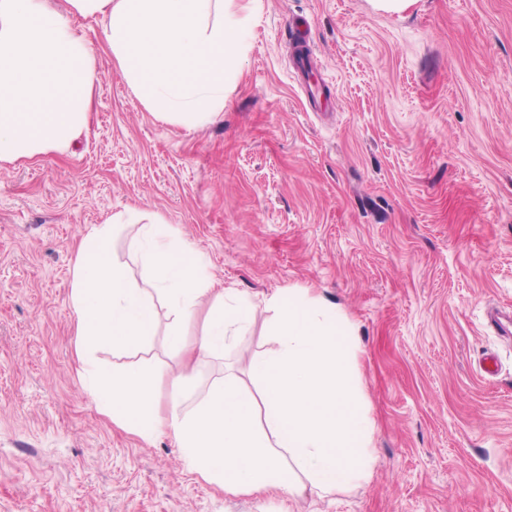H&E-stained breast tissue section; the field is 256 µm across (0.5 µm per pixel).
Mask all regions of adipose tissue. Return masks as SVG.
Instances as JSON below:
<instances>
[{
    "instance_id": "obj_1",
    "label": "adipose tissue",
    "mask_w": 512,
    "mask_h": 512,
    "mask_svg": "<svg viewBox=\"0 0 512 512\" xmlns=\"http://www.w3.org/2000/svg\"><path fill=\"white\" fill-rule=\"evenodd\" d=\"M0 0V163L15 164L66 150L85 126L99 80L76 17L102 20L112 61L163 122L194 129L224 109L227 60L241 54L235 0L209 25L214 0ZM129 215L94 225L71 274L75 350L87 392L113 424L145 441L172 437L179 456L205 480L232 495L278 489L291 496L331 492L367 480L376 458L373 426L353 380L356 346L335 308L277 289L264 297L275 315L276 349L251 363L247 379L227 374L192 404L160 405L143 364L113 372L88 355L111 342L142 351L157 328L153 295L163 296L180 323L201 298L211 313L195 344L170 337L191 365L194 354L220 356L233 328L255 309L232 288L213 292L201 256L170 225H142L135 248L153 272L139 287L116 263L112 229ZM258 383L259 396L245 390Z\"/></svg>"
}]
</instances>
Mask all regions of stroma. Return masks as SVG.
<instances>
[{"instance_id":"obj_1","label":"stroma","mask_w":512,"mask_h":512,"mask_svg":"<svg viewBox=\"0 0 512 512\" xmlns=\"http://www.w3.org/2000/svg\"><path fill=\"white\" fill-rule=\"evenodd\" d=\"M245 48L221 117L158 121L85 37L99 81L70 147L0 164V512H512V0H236ZM301 17L310 109L292 69ZM115 228L116 261L152 274L132 243L163 219L203 257L215 289L254 319L223 356L174 384L177 330L155 298L143 361L160 400L198 399L273 348L265 295L296 288L353 327L373 421L366 481L292 500L230 496L190 471L167 436L146 442L97 410L78 373L71 300L77 246ZM495 353V375L480 361Z\"/></svg>"}]
</instances>
